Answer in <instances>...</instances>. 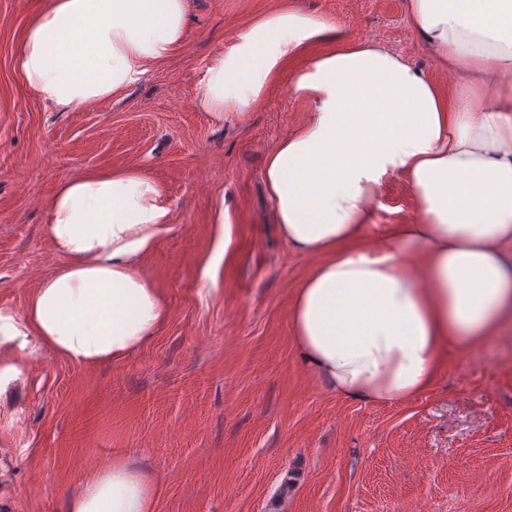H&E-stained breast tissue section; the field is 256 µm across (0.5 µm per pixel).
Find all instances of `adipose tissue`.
<instances>
[{"mask_svg": "<svg viewBox=\"0 0 512 512\" xmlns=\"http://www.w3.org/2000/svg\"><path fill=\"white\" fill-rule=\"evenodd\" d=\"M189 0H44L24 28L25 91L60 112L120 96L181 49ZM408 21L448 91L400 54L283 6L218 51L195 103L243 117L312 44L288 92L306 122L265 158L284 240L316 264L296 289L294 339L336 393L390 404L430 387L447 348L469 351L512 319V0H408ZM404 178L418 220L362 243L381 182ZM165 186L146 168L63 181L46 234L66 263L23 312L0 310V387L41 351L81 365L122 360L165 320L142 258L170 229ZM157 484L127 460L80 479L62 512H155Z\"/></svg>", "mask_w": 512, "mask_h": 512, "instance_id": "obj_1", "label": "adipose tissue"}]
</instances>
